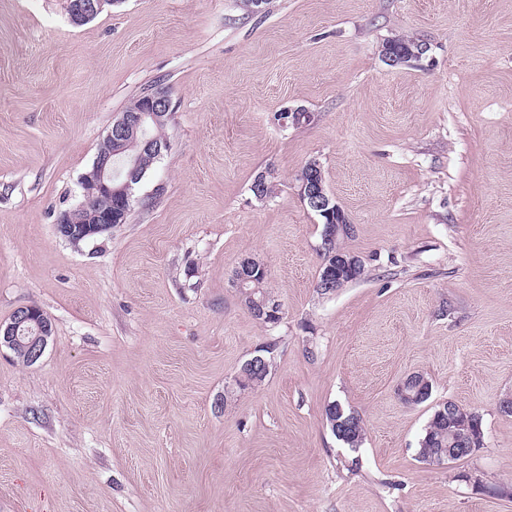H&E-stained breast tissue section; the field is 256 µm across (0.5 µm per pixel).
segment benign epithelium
Wrapping results in <instances>:
<instances>
[{"mask_svg":"<svg viewBox=\"0 0 512 512\" xmlns=\"http://www.w3.org/2000/svg\"><path fill=\"white\" fill-rule=\"evenodd\" d=\"M118 0H70V20L75 25H81L96 17L105 6L112 5ZM424 48L419 43L413 45L400 55L384 53V60L391 66L407 64L422 58ZM171 99L169 91L164 88L150 90L142 97L138 108L122 113L112 125L106 139L118 146L117 153L123 155L124 171L122 174L112 173V154H103L95 158L93 164L80 176L81 188L91 187L101 196L117 198L123 211L132 210L137 202L135 185L144 177L140 169V157L143 151L149 150L162 155L170 148V143L156 144L150 137L151 125L158 123L170 115ZM299 195L308 207L317 215L326 218L325 238L334 239L340 235L353 232V225L340 212L338 206L332 203L320 164L309 162L297 178ZM77 210L88 215V223L81 224L72 219L74 211L61 214L56 223L57 233L70 244L77 246L82 242L93 239L98 235L112 231V212H100L92 207L91 197L83 193V201ZM265 268V265L252 258L245 259L237 267V274L232 283L238 290H243L250 281L249 273ZM342 268L346 273L357 276L360 269L356 260L344 255L336 256V265H327L322 278L317 282V291L322 295H331L338 288L339 276L334 269ZM257 312L267 321L276 322L282 318V309L278 301L265 298L257 300ZM52 328L44 317L43 312L28 305L16 309L9 321L0 322V347L6 346L11 350H20L26 363L35 364L44 354Z\"/></svg>","mask_w":512,"mask_h":512,"instance_id":"benign-epithelium-1","label":"benign epithelium"}]
</instances>
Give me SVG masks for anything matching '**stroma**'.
Segmentation results:
<instances>
[{
  "mask_svg": "<svg viewBox=\"0 0 512 512\" xmlns=\"http://www.w3.org/2000/svg\"><path fill=\"white\" fill-rule=\"evenodd\" d=\"M68 3L0 0V322L53 325L35 364L0 349V512H512V0H117L79 26ZM403 36L427 51L389 66ZM157 86L170 149L126 224L68 243L81 174ZM296 108L312 121L282 126ZM313 160L365 267L329 298L296 188ZM245 256L275 327L232 286ZM270 341L266 379L225 397ZM412 373L418 406L397 397ZM448 400L484 445L423 462ZM332 404V408L336 409V420H340L342 421L343 419H346L350 414H355V422L353 423V427H349L348 430H350V434L346 437V439H342L339 437V435L342 437L343 436V432L339 433V435L336 433H333L335 436H336V439L341 441L344 445H346L348 448H350L351 450L353 451H356L359 449L362 441H363V436H364V426H363V421H362V418L359 414L355 413L354 411H351V410H347L345 409L340 403L338 402H333L331 403ZM342 408L343 409V414H340V410L339 408ZM336 420H332L330 419V423H332V425L335 424L336 426Z\"/></svg>",
  "mask_w": 512,
  "mask_h": 512,
  "instance_id": "stroma-1",
  "label": "stroma"
}]
</instances>
